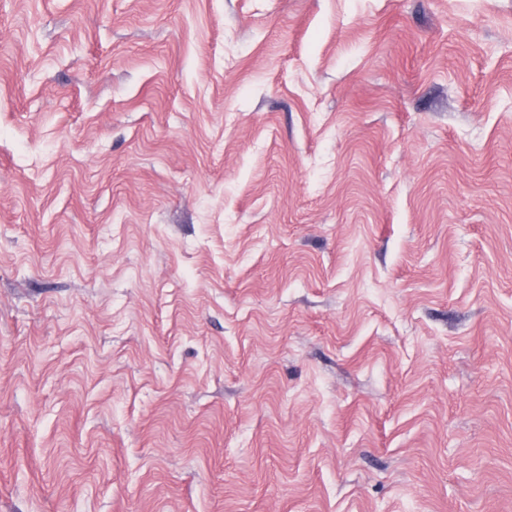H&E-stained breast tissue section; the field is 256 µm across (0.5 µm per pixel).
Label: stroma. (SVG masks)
<instances>
[{
	"label": "stroma",
	"instance_id": "35a3bbf8",
	"mask_svg": "<svg viewBox=\"0 0 512 512\" xmlns=\"http://www.w3.org/2000/svg\"><path fill=\"white\" fill-rule=\"evenodd\" d=\"M0 512H512V0H0Z\"/></svg>",
	"mask_w": 512,
	"mask_h": 512
}]
</instances>
